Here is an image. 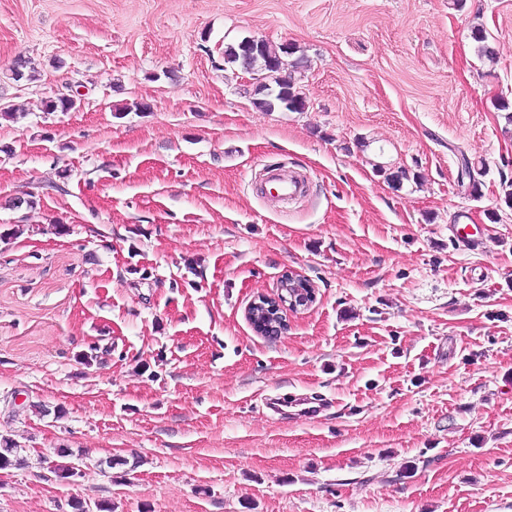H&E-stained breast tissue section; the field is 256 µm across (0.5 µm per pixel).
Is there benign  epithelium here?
<instances>
[{
    "label": "benign epithelium",
    "mask_w": 512,
    "mask_h": 512,
    "mask_svg": "<svg viewBox=\"0 0 512 512\" xmlns=\"http://www.w3.org/2000/svg\"><path fill=\"white\" fill-rule=\"evenodd\" d=\"M316 301V289L303 275L288 271L281 278L277 294H259L246 310L250 320L260 319L262 333L279 336L285 330L287 312L306 309Z\"/></svg>",
    "instance_id": "7a95c632"
}]
</instances>
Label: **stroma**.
I'll use <instances>...</instances> for the list:
<instances>
[{"label":"stroma","mask_w":512,"mask_h":512,"mask_svg":"<svg viewBox=\"0 0 512 512\" xmlns=\"http://www.w3.org/2000/svg\"><path fill=\"white\" fill-rule=\"evenodd\" d=\"M246 38L303 111L255 106ZM503 101L512 0H0V512H512ZM288 270L317 300L269 339ZM284 54L290 55L292 52L288 48H276L268 42H256L252 39L242 40L237 47L230 46L225 50L228 63H239L245 70L257 69L264 73L261 78L263 81L269 78L275 83L276 90L265 83H260L253 89L254 96H260L254 99V104L262 111L270 112L280 106L291 112L305 109V100L292 80V72L302 67L301 60L287 63ZM285 69L289 70V73L282 76L281 73ZM263 178L268 189L274 190L276 196L283 201L294 199L306 191V183L301 175H296L286 168H268ZM315 301L316 289L311 282L297 272L288 271L281 278L277 294L255 296L247 307L246 315L250 322L260 318L265 335L280 336L286 327L287 312L306 309Z\"/></svg>","instance_id":"stroma-1"}]
</instances>
